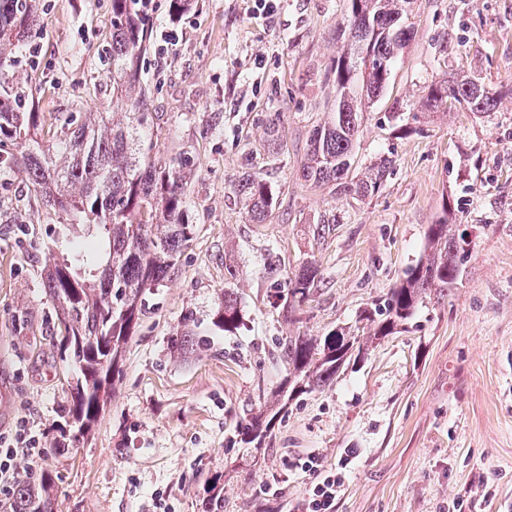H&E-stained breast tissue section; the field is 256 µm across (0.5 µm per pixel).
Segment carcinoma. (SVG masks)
Listing matches in <instances>:
<instances>
[{
	"label": "carcinoma",
	"instance_id": "1",
	"mask_svg": "<svg viewBox=\"0 0 512 512\" xmlns=\"http://www.w3.org/2000/svg\"><path fill=\"white\" fill-rule=\"evenodd\" d=\"M38 0H0V81L23 42L42 35ZM346 28L350 53L334 62L339 99L326 120L308 139L302 177L331 186L354 199L374 196L386 180L391 160L381 157L361 176L349 177L354 143L363 108L376 101L391 77L398 51L411 26L402 25L410 0H347ZM148 29L135 0H112V97L126 109L90 112L70 124L76 129L58 143H45L41 113L26 107V91L0 87V170L21 171L42 204L68 224L78 226L81 259L49 256L45 290L54 306L56 339L61 361L76 370L70 401L63 408L68 425L77 426L54 440L56 448H73L102 412L111 375L120 373L125 345L134 333L146 298L175 269L195 237L185 220V172L182 164L154 152L147 134L154 133L159 115L147 111L148 91L140 81L139 63L146 50ZM465 103L472 112L495 109L498 95L472 80L440 81L431 86L433 107ZM235 193L249 220L264 223L276 209L279 195L263 170L242 176ZM336 215L324 213L316 222L317 240H326ZM426 249L416 265L383 301L361 311L362 337L341 330L324 336L297 334L280 342V358L288 378L271 398L237 427L241 443L259 451L269 444L281 410L295 397L336 381L343 364L369 345L395 334L423 303L440 300L462 279L464 261L473 248L460 225L443 216L426 232ZM275 277L274 297L286 320L302 322L313 301L320 270L313 261L297 272ZM224 331L241 324L240 301L231 288L221 299ZM179 346L193 353L210 347L207 337L184 335ZM203 512H224V484L215 477L205 489ZM54 483L45 471L37 484L22 481L5 506L9 512H52Z\"/></svg>",
	"mask_w": 512,
	"mask_h": 512
}]
</instances>
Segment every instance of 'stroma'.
<instances>
[{"mask_svg":"<svg viewBox=\"0 0 512 512\" xmlns=\"http://www.w3.org/2000/svg\"><path fill=\"white\" fill-rule=\"evenodd\" d=\"M346 0H280L270 19L253 0H192L173 18L155 0L141 59L148 109L163 115L159 153L184 160L196 237L149 295L122 374L88 438L18 458L21 480L50 471L53 512H202L208 481L224 479V512H295L308 457L342 468L335 512H512V0H412L414 34L384 93L364 113L354 171L383 155L394 170L357 200L301 179L314 126L336 102L331 66L347 44ZM43 34L17 54L12 83L30 88L52 131L70 114L110 112L112 0H39ZM180 39L169 44L168 29ZM470 78L499 93L496 108L428 106L438 81ZM279 119V191L265 223L249 221L235 179L261 162ZM451 201V213L442 210ZM336 215L317 243V217ZM475 242L461 283L419 308L407 331L346 364L324 389L281 411L261 455L232 445L236 425L287 376L279 338L354 331L422 255L440 218ZM78 237L31 195L22 173H0V431L29 419L48 439L74 375L62 363L44 290L48 251ZM315 261L321 277L302 324L283 320L265 268ZM240 300L234 333L215 327L225 289ZM210 350L182 357L186 318ZM280 488L279 496L266 486Z\"/></svg>","mask_w":512,"mask_h":512,"instance_id":"1","label":"stroma"}]
</instances>
